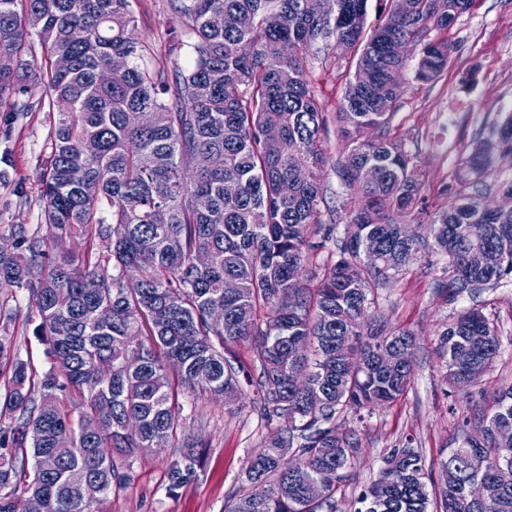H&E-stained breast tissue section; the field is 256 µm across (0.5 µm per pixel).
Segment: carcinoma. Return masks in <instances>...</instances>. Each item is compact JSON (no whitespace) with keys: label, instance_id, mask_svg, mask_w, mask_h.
Segmentation results:
<instances>
[{"label":"carcinoma","instance_id":"cac0c4a2","mask_svg":"<svg viewBox=\"0 0 512 512\" xmlns=\"http://www.w3.org/2000/svg\"><path fill=\"white\" fill-rule=\"evenodd\" d=\"M368 2L169 0L166 35L193 56L183 70L147 61L130 0H0V102L22 94L30 74L49 92L40 108L57 116L45 229L0 233V295L29 291L57 369L32 383L15 337L0 328L12 415L0 436V448L11 449L0 454V512H25L31 496L45 512H94L128 487L133 457L166 448L179 449L170 489L182 487L199 443L179 437V395L201 389L230 407L247 388L270 429L267 451L250 459L251 490L231 496L225 512H335L336 483L355 452L337 420L396 401L413 377L416 333L377 320L375 291L426 252L448 259V276L434 285L448 302L512 280V210L484 205L491 193L512 195V179L494 169L496 156L512 155V113L471 143L438 191L441 207L424 194L419 150L392 133L409 60L415 81H438L448 70V29L474 0H410L411 11L393 17L390 0H376L373 24ZM115 56L126 67L105 82ZM316 62L344 78L335 113L344 147L335 158L308 77ZM87 141L95 153L84 151ZM328 166L341 188L337 209L323 183ZM341 222L356 242L334 240ZM77 237L88 243L81 261L63 249ZM332 240L335 250L321 258ZM480 248L498 264L471 265ZM199 254L206 264H196ZM307 266L313 288L300 280ZM226 279L237 288L224 290ZM216 306L220 326L209 318ZM241 342L253 343L248 363L233 352ZM500 351L478 307L439 333L446 381L458 391ZM349 356L361 364L346 368ZM101 362L114 373L101 374ZM59 372L80 397L75 417ZM296 374L304 385L290 382ZM476 420L486 429L477 445L485 471L465 467L463 441L441 461L432 492L423 455L393 448L354 496L353 512H512V486L483 501L467 495L472 481L512 466V439H500L512 436V385ZM62 439L71 454L42 471Z\"/></svg>","mask_w":512,"mask_h":512}]
</instances>
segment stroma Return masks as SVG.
I'll return each mask as SVG.
<instances>
[{
    "label": "stroma",
    "instance_id": "1",
    "mask_svg": "<svg viewBox=\"0 0 512 512\" xmlns=\"http://www.w3.org/2000/svg\"><path fill=\"white\" fill-rule=\"evenodd\" d=\"M139 16L136 35L149 43L156 60L189 68L185 49L172 48L165 36L168 0H132ZM448 69L434 84L422 85L412 70L403 76L404 94L393 125L398 134L421 139L420 165L425 193L436 196L451 181L467 146L487 131L500 113L512 109V0H475L472 9L448 31ZM25 101L30 112L17 116L0 107V153L8 152V179L0 183V232L12 225L36 231L44 223L42 175L50 153L55 114L39 109L42 82L30 80ZM447 261L426 253L398 281L379 290L375 312L390 327L405 326L417 335L414 375L401 399L348 416L342 426L357 445L352 467L338 484L339 512H349L355 490L375 479L390 449L412 438L427 463H439L442 451L456 447L475 425L476 412H490L495 393L512 384V282L486 290L476 303L493 320L502 342L493 366L461 393L449 387L443 361L436 352L437 333L474 301L454 303L434 290ZM35 306L26 290L13 289L6 304L8 327L16 336L18 357L43 374L50 367L46 346L35 333ZM180 419L203 442L195 475L170 490L168 472L177 449L135 458L130 487L110 495L99 512H224L232 495L249 491L244 467L265 445L267 429L253 413L249 399L226 407L202 392L183 394Z\"/></svg>",
    "mask_w": 512,
    "mask_h": 512
}]
</instances>
